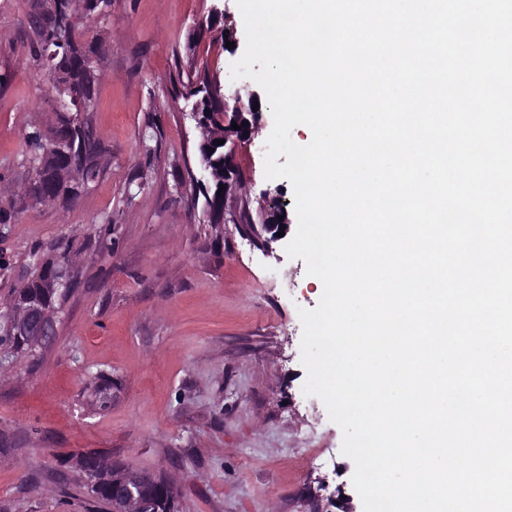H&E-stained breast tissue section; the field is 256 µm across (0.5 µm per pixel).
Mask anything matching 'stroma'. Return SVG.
I'll list each match as a JSON object with an SVG mask.
<instances>
[{"instance_id":"35a3bbf8","label":"stroma","mask_w":512,"mask_h":512,"mask_svg":"<svg viewBox=\"0 0 512 512\" xmlns=\"http://www.w3.org/2000/svg\"><path fill=\"white\" fill-rule=\"evenodd\" d=\"M42 0H0V297L18 287L31 251L80 253L52 343L14 357L0 377V512H94L77 459L95 451L131 468L175 473L180 512H337L362 501L342 431L305 395L300 309L323 285L289 257L261 252L235 225L208 223L188 174L200 132L181 96L188 62L226 91L235 80L221 34L245 29L236 0H112L85 23L103 45L90 115L105 149L97 179L69 205L25 203V133L55 125L31 55L28 15ZM273 128L236 152L246 196L291 183L264 177ZM112 379L106 409L96 377Z\"/></svg>"}]
</instances>
